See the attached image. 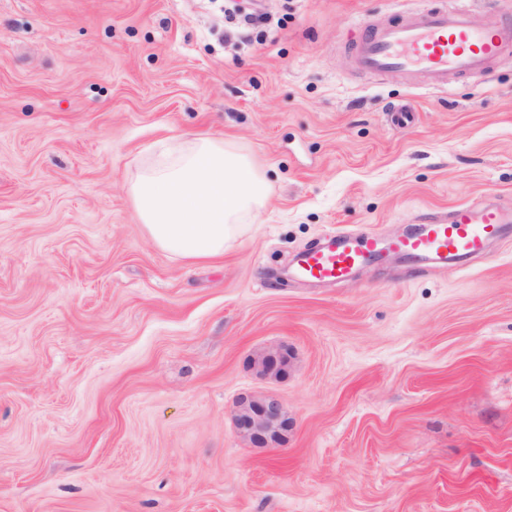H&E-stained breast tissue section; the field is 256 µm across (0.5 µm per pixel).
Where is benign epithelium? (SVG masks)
<instances>
[{
  "label": "benign epithelium",
  "mask_w": 512,
  "mask_h": 512,
  "mask_svg": "<svg viewBox=\"0 0 512 512\" xmlns=\"http://www.w3.org/2000/svg\"><path fill=\"white\" fill-rule=\"evenodd\" d=\"M255 374L266 380L279 381L288 376L292 364L288 348L269 345L249 358ZM236 434L253 448H267L282 443L294 427L283 402L272 393L240 395L232 411Z\"/></svg>",
  "instance_id": "7a95c632"
}]
</instances>
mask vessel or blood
<instances>
[{
  "label": "vessel or blood",
  "instance_id": "1",
  "mask_svg": "<svg viewBox=\"0 0 512 512\" xmlns=\"http://www.w3.org/2000/svg\"><path fill=\"white\" fill-rule=\"evenodd\" d=\"M507 52H512V21L487 30L472 22L467 5L451 7L446 0L423 10H404L396 22L366 25L355 49L361 69L379 75L398 73L427 89L489 74ZM511 228L512 215L496 205L459 203L385 245L367 234H336L296 254L290 272L303 281L344 283L384 247L420 265L461 267L466 260L489 253Z\"/></svg>",
  "mask_w": 512,
  "mask_h": 512
}]
</instances>
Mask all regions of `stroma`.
<instances>
[{"label": "stroma", "instance_id": "1", "mask_svg": "<svg viewBox=\"0 0 512 512\" xmlns=\"http://www.w3.org/2000/svg\"><path fill=\"white\" fill-rule=\"evenodd\" d=\"M427 2L243 0L265 21L228 41L231 0H0V512H512V239L462 269L283 275L339 230L512 207V55L423 89L349 49ZM200 135L268 198L190 263L129 186ZM272 344L278 382L248 365ZM249 392L286 405L281 445L235 433ZM249 366L258 377L273 381L286 378L292 368L288 348L274 344L251 356Z\"/></svg>", "mask_w": 512, "mask_h": 512}]
</instances>
